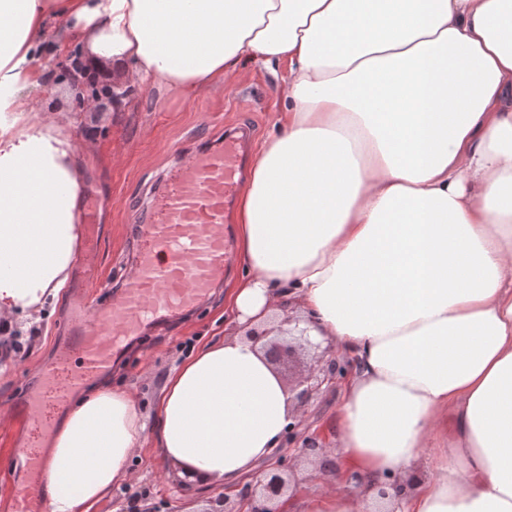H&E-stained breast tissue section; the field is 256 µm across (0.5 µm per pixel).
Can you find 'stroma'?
<instances>
[{"instance_id": "1", "label": "stroma", "mask_w": 512, "mask_h": 512, "mask_svg": "<svg viewBox=\"0 0 512 512\" xmlns=\"http://www.w3.org/2000/svg\"><path fill=\"white\" fill-rule=\"evenodd\" d=\"M278 82L271 70L253 66L232 78L230 92L206 91L188 99L133 84L121 112H77L64 82L38 89L50 115L74 117L97 128L96 152L85 174L102 202L100 245L92 258L100 277L88 287L92 295L108 286L119 287L129 278L136 261L133 242L148 219L151 199L164 188L167 168L190 158L197 144L223 137L226 128L249 127L256 141L270 133V117L282 108ZM242 267V259L232 256L222 288L200 311L156 328L144 341L128 343L124 357L109 369L113 383L136 391L143 416H151L174 366L192 349L223 338L224 291L233 286ZM67 298V291H60L50 318L21 327L13 352L0 355V406H14L20 387L41 383L43 369L65 333ZM339 398L336 389L314 393L303 407V425L283 444V453L296 464L290 485L294 495L317 498L333 489L355 492L341 455L326 462L303 451V439L313 431L336 438ZM221 492L218 485L184 484L175 467L148 443L134 460L130 478L113 487L91 512H188Z\"/></svg>"}]
</instances>
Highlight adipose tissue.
Segmentation results:
<instances>
[{"label": "adipose tissue", "instance_id": "1", "mask_svg": "<svg viewBox=\"0 0 512 512\" xmlns=\"http://www.w3.org/2000/svg\"><path fill=\"white\" fill-rule=\"evenodd\" d=\"M75 48L85 70L186 98L288 66L228 217L234 332L155 402L178 476L233 486L299 421L248 336L294 302L354 360L336 418L350 472L398 491L281 512H512V0H0L1 340L75 257L95 144L18 98L46 81L38 58ZM146 430L125 387L78 397L48 451L50 512H90Z\"/></svg>", "mask_w": 512, "mask_h": 512}]
</instances>
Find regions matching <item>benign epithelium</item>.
Listing matches in <instances>:
<instances>
[{
  "instance_id": "7a95c632",
  "label": "benign epithelium",
  "mask_w": 512,
  "mask_h": 512,
  "mask_svg": "<svg viewBox=\"0 0 512 512\" xmlns=\"http://www.w3.org/2000/svg\"><path fill=\"white\" fill-rule=\"evenodd\" d=\"M54 71L68 75L78 88L84 90L76 99L79 108L91 103L95 112L112 109L129 93L127 88L114 89L110 84L97 88V78L82 70L77 54L72 52L54 62ZM284 323L296 324L294 330L298 335L295 336L288 331L284 337L272 336L268 329L249 333L251 338L263 341L265 356L274 365L290 361L296 358L300 351L313 347L305 330L297 327L298 318L289 315L284 319ZM352 369L353 365L347 358H332L323 365L317 364L300 370L288 380V387L294 398L303 404L322 386L336 383V378ZM334 447L335 444L320 431H314L303 439V448L318 457L333 452ZM294 469L295 461L277 450L252 473L250 481L242 487L238 510L228 508L227 497L218 495L209 500L207 507L201 512H280L276 503L288 490L289 479Z\"/></svg>"
}]
</instances>
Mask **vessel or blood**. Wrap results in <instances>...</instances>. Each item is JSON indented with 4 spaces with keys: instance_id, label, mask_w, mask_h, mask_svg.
I'll use <instances>...</instances> for the list:
<instances>
[{
    "instance_id": "1",
    "label": "vessel or blood",
    "mask_w": 512,
    "mask_h": 512,
    "mask_svg": "<svg viewBox=\"0 0 512 512\" xmlns=\"http://www.w3.org/2000/svg\"><path fill=\"white\" fill-rule=\"evenodd\" d=\"M239 168L238 148L227 143L195 153L174 170L165 191L152 203L148 224L140 230L135 276L108 291L94 308L85 290L92 281L86 258L97 244L98 201L87 197L81 212L84 259L74 267L68 295L70 336L57 349L44 386L18 409L31 429L22 442L26 473L15 484L8 512H39L36 498L45 461L36 446L51 425L52 411L65 405L70 392L109 369L127 342L142 336L148 324L201 309L214 286L223 282L229 266L224 219L242 190Z\"/></svg>"
}]
</instances>
